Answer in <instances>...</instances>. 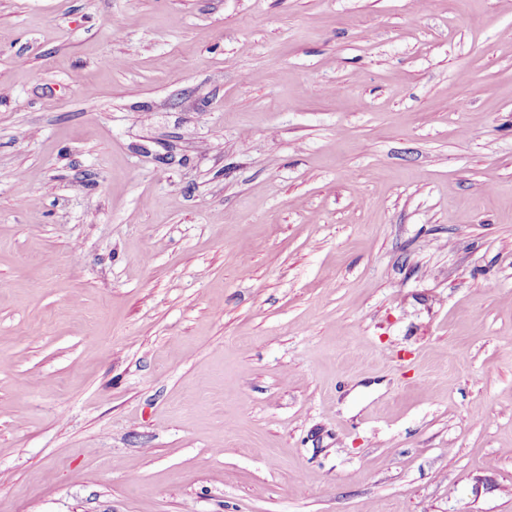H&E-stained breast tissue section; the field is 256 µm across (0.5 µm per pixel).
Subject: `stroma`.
Segmentation results:
<instances>
[{
    "label": "stroma",
    "mask_w": 512,
    "mask_h": 512,
    "mask_svg": "<svg viewBox=\"0 0 512 512\" xmlns=\"http://www.w3.org/2000/svg\"><path fill=\"white\" fill-rule=\"evenodd\" d=\"M509 30L0 0V512H512Z\"/></svg>",
    "instance_id": "obj_1"
}]
</instances>
